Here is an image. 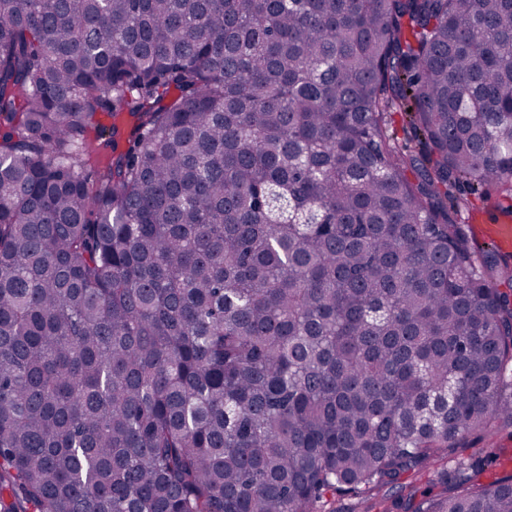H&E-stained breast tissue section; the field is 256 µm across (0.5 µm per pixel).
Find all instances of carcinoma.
<instances>
[{
	"label": "carcinoma",
	"mask_w": 512,
	"mask_h": 512,
	"mask_svg": "<svg viewBox=\"0 0 512 512\" xmlns=\"http://www.w3.org/2000/svg\"><path fill=\"white\" fill-rule=\"evenodd\" d=\"M472 195L512 201V0H0V512H512L401 482L512 422ZM398 494V489L391 486H377L370 490H366L358 495H341L336 497L328 496L329 500L324 504L328 510H336L335 512H384V507L389 501Z\"/></svg>",
	"instance_id": "cac0c4a2"
}]
</instances>
